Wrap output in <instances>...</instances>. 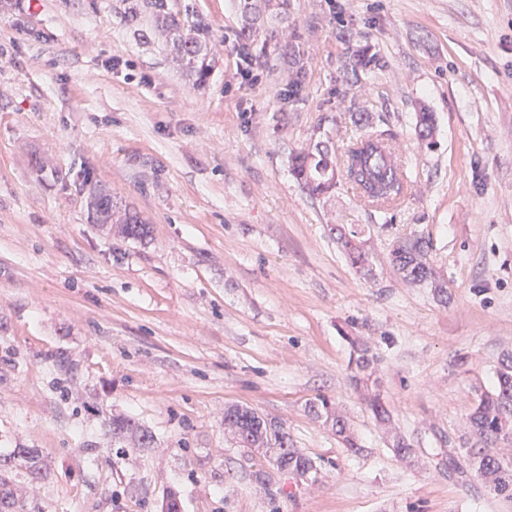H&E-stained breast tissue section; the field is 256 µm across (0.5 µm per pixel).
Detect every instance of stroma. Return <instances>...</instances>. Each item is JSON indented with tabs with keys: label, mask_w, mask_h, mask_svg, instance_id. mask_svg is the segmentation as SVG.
<instances>
[{
	"label": "stroma",
	"mask_w": 512,
	"mask_h": 512,
	"mask_svg": "<svg viewBox=\"0 0 512 512\" xmlns=\"http://www.w3.org/2000/svg\"><path fill=\"white\" fill-rule=\"evenodd\" d=\"M116 3L0 12V455L36 448L49 470L20 493L41 512H161L171 490L181 512H512L440 464L512 352V0H288L294 50L248 70L238 0H196L219 47L199 87ZM366 44L364 89L340 62ZM354 108L387 119L412 171L383 220L344 176L316 197L290 170L300 149H342ZM93 185L147 235L92 223ZM412 235L446 294L391 266ZM362 349L375 361L357 387ZM320 397L361 453L311 410ZM231 404L281 425L316 474L239 448ZM112 414L153 446L113 441ZM339 234V240L341 241L342 247L346 252L351 264L356 268L365 269L367 266V258L365 253L361 250L359 244L356 242L358 235L357 230H350L347 234L344 227L336 229Z\"/></svg>",
	"instance_id": "1"
}]
</instances>
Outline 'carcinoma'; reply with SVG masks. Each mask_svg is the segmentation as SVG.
<instances>
[{"label":"carcinoma","mask_w":512,"mask_h":512,"mask_svg":"<svg viewBox=\"0 0 512 512\" xmlns=\"http://www.w3.org/2000/svg\"><path fill=\"white\" fill-rule=\"evenodd\" d=\"M286 9L288 0L277 4L271 0H240L243 29L239 36L250 39L249 31L264 23L265 14L273 10L279 22H288ZM118 13L135 27L139 37L161 41L192 83L200 86L208 81L214 62L212 30L196 10L195 0H120ZM277 38V31L273 30L259 49L245 44V63L251 66L267 56L269 42ZM374 62L375 57L365 49L346 58L343 68L358 79ZM351 118L356 133L343 151L336 153L326 146L299 151L291 158L292 173L310 194L324 196L335 189L336 173L341 170L359 201L370 211L385 215L401 204L410 182L408 170L397 157V135L386 122L378 123L368 113L355 112ZM89 209L95 224H115L119 233L132 239L147 233L139 217L119 213L112 195L104 189L91 194ZM338 234L351 264L365 268L367 258L356 242L358 232L340 229ZM428 250L429 242L422 236L397 237L391 243L389 259L404 280L429 285L442 293L444 287L436 282L427 260ZM496 375V389L482 393L469 416L476 440L448 449V476L463 480L473 471L494 492L512 498V461L490 450V445L500 440L512 443V354L501 359ZM224 425L242 448L284 449L276 456L282 473L304 477L314 470L312 460L293 446L283 428L253 409L239 405L224 408ZM127 435L135 436L141 448L151 447L154 441L152 433L134 419H112V437L121 439ZM20 473L33 481L43 477L36 449L16 448L0 457V512H32L14 491L13 476Z\"/></svg>","instance_id":"cac0c4a2"}]
</instances>
